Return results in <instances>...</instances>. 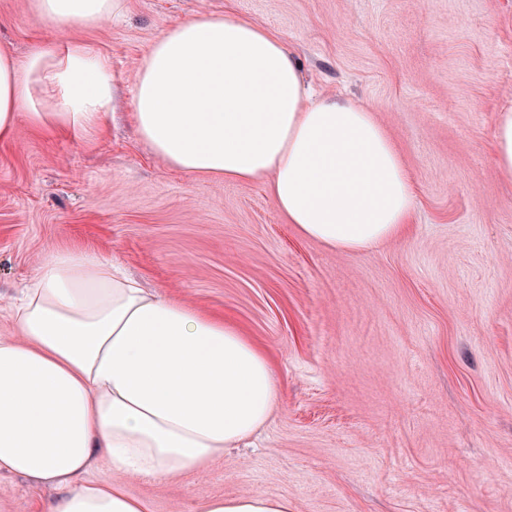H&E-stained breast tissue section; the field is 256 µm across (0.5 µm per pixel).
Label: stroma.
<instances>
[{"instance_id": "stroma-1", "label": "stroma", "mask_w": 512, "mask_h": 512, "mask_svg": "<svg viewBox=\"0 0 512 512\" xmlns=\"http://www.w3.org/2000/svg\"><path fill=\"white\" fill-rule=\"evenodd\" d=\"M199 13L269 29L314 96L375 112L414 186L406 237L331 250L288 224L266 180L197 179L154 155L133 123L137 74ZM48 30L31 0H0V44L17 55ZM57 38L107 62L113 115L81 139L23 126L0 141V335L48 257L83 251L232 319L279 386L249 444L126 490L151 512L250 494L295 512H512V179L491 161L512 104V0H124ZM53 494L0 474V512Z\"/></svg>"}]
</instances>
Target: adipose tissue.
<instances>
[{"label": "adipose tissue", "mask_w": 512, "mask_h": 512, "mask_svg": "<svg viewBox=\"0 0 512 512\" xmlns=\"http://www.w3.org/2000/svg\"><path fill=\"white\" fill-rule=\"evenodd\" d=\"M123 0H35L58 30L121 15ZM112 115V83L83 45L45 37L25 56L0 45V140L19 124L73 136ZM134 122L168 166L250 182L288 223L332 249L402 237L409 174L373 112L312 98L285 42L245 18L200 14L164 31L137 77ZM0 335V472L55 488L43 512H150L127 477L204 469L271 418L266 352L231 321L145 288L110 260L53 253ZM97 477H89L91 468ZM196 512H293L287 498L202 500Z\"/></svg>", "instance_id": "1"}]
</instances>
